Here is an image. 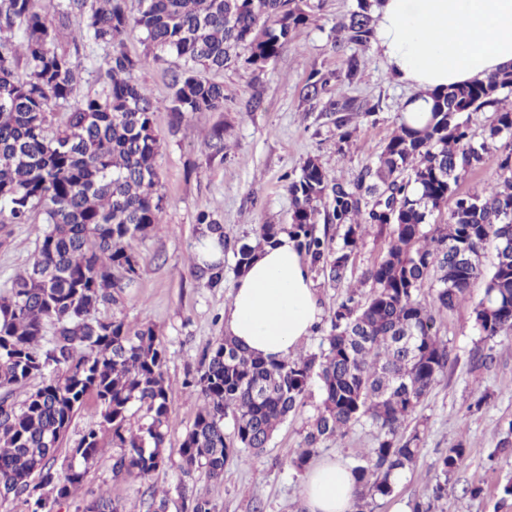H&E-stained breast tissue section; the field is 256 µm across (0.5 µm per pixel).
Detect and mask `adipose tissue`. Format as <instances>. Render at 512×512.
Returning <instances> with one entry per match:
<instances>
[{
    "label": "adipose tissue",
    "mask_w": 512,
    "mask_h": 512,
    "mask_svg": "<svg viewBox=\"0 0 512 512\" xmlns=\"http://www.w3.org/2000/svg\"><path fill=\"white\" fill-rule=\"evenodd\" d=\"M375 47L387 72L411 89L402 112L421 126L432 97L448 86L484 81L512 66V0H380ZM321 310L310 264L289 234L252 258L224 311V333L252 354L278 361L294 355ZM355 477L333 462L310 470L307 512H352Z\"/></svg>",
    "instance_id": "obj_1"
}]
</instances>
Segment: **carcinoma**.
Returning <instances> with one entry per match:
<instances>
[{"label":"carcinoma","instance_id":"carcinoma-1","mask_svg":"<svg viewBox=\"0 0 512 512\" xmlns=\"http://www.w3.org/2000/svg\"><path fill=\"white\" fill-rule=\"evenodd\" d=\"M34 2L0 0V224H33L38 216L45 224L33 261L0 295V494L25 496L30 512H51L95 463L101 427L122 449L112 466L115 476L144 478L165 464L173 387L164 377L162 341L150 326L133 331L117 317L95 316L117 290L136 281L132 242L162 224L153 121L158 105L136 73L170 60L175 67L167 109L174 118L219 112L224 85L202 72L262 71L311 15L297 0H139L134 17L125 0H45L40 11ZM373 6L374 0H357V9L338 24L349 42L366 45L374 37ZM74 18L81 25L72 30ZM137 31L150 53L134 58L123 45ZM92 46L112 49L101 66L104 87L95 95L81 92L77 64ZM328 82L310 73L303 97H320ZM505 91L512 93V69L435 94L428 123H400L375 166L353 184L329 176L311 158L288 181L292 224L260 225V243L289 233L333 283L346 278L347 249L366 225H392L390 246L365 274L370 294L359 300L352 291L337 305L327 349L268 362L226 336L205 353L200 375L182 383L202 399L181 444L184 475L202 468L217 483L228 462L253 463L278 425L303 411L316 383L321 405L293 466L302 469L322 441L365 421L378 438L352 468L356 500L392 493L394 480L420 452V431L409 429L416 408L448 368L450 352L436 315L465 300L481 281L483 297L474 307L480 334L512 331V317L501 314V306L512 305V257L506 264L495 257L489 271L483 262L487 247H498L497 227L512 224V149L501 155L495 184L469 203L457 194L460 179L502 138H512V109L497 112L478 142L462 115L496 105ZM373 110L344 96L326 107ZM327 193L332 202L322 214L315 202ZM365 193L377 195L367 210ZM450 199L448 222L430 224ZM320 215L327 224L348 225L344 249L334 256L315 234ZM196 222L198 235L232 247L243 272L256 246L225 241L211 211L199 212ZM465 243L472 262L458 268L450 250ZM189 262L204 287L223 285L224 262L199 253ZM426 288L432 290L429 303L420 299ZM36 377L41 385L15 402L14 393ZM89 396L98 402L99 427L87 428L74 447L77 465L58 468L57 448ZM135 404L144 411L136 432L127 428ZM227 417L233 421L229 433ZM464 459L462 446L448 449L439 458L441 475ZM183 509L211 512L212 505L205 496L186 494ZM84 512L119 509L101 494Z\"/></svg>","mask_w":512,"mask_h":512}]
</instances>
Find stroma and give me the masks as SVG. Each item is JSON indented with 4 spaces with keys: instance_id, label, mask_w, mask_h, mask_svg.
<instances>
[{
    "instance_id": "35a3bbf8",
    "label": "stroma",
    "mask_w": 512,
    "mask_h": 512,
    "mask_svg": "<svg viewBox=\"0 0 512 512\" xmlns=\"http://www.w3.org/2000/svg\"><path fill=\"white\" fill-rule=\"evenodd\" d=\"M311 22L299 29L291 44L268 62L263 72L226 69L218 74L224 84V109L199 112L175 123L165 106L170 95V70L165 63H151L138 74L141 85L157 101L155 128L160 138L156 159L161 191L165 197L163 227L134 242L139 276L123 289L115 303L101 307V318H121L130 328L152 326L166 349L165 377L176 393L167 419L166 464L140 479L114 476L117 449L112 435L101 431L103 453L70 498L60 501L55 512H82L83 505L98 495L110 497L120 512H146L149 493L166 502V512H181L185 488L207 494L214 512H301L304 475L294 470L291 459L305 448L306 421L321 401L312 388L302 415L289 417L276 429L256 465L229 462L224 479L207 482L202 470H194L181 483V443L202 406L201 399L181 393L189 373L195 372L203 354L224 334V310L238 278L232 252L224 254V284L206 288L188 270L190 246L197 235L196 216L202 210L217 211L230 240L254 241L263 224L291 222L294 206L286 176H299L308 159L336 178L351 182L374 165L401 121L410 89L389 77L374 45L361 46L338 36V22L356 8V0H307ZM358 56L363 66L353 81L343 77L344 62ZM331 75L327 97H347L375 105L373 113L352 112L344 125L323 100H304L301 89L311 71ZM264 98L262 110L247 112L253 92ZM224 130V156L212 155L209 135ZM44 230L40 224H8L0 227V287L13 278L34 253ZM388 226L373 225L353 246L344 283L328 280L322 267H312V281L321 307L318 329L300 350L317 352L330 331V320L348 289L368 295L371 284L365 273L386 253ZM483 295L474 284L470 296L437 317L440 338L447 343V371L419 404L414 422L421 436L416 462L405 469L387 497L371 501V512H410L417 501H432L433 512H512V496L503 488L512 484V452L495 455L504 440L512 442V332L483 338L475 325L474 306ZM491 354L487 366L476 357ZM485 393L480 410L471 407L476 393ZM377 432L366 424L355 425L339 440L320 444L308 460L316 465L332 459L356 465ZM463 444L464 464L448 476V494L432 498L439 473L438 457L447 448ZM478 495H470L471 487Z\"/></svg>"
}]
</instances>
